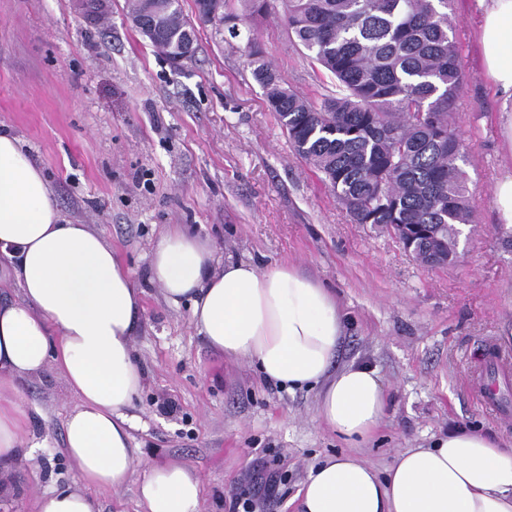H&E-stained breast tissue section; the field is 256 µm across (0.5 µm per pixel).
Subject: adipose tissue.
<instances>
[{
	"label": "adipose tissue",
	"instance_id": "ef3b65f1",
	"mask_svg": "<svg viewBox=\"0 0 512 512\" xmlns=\"http://www.w3.org/2000/svg\"><path fill=\"white\" fill-rule=\"evenodd\" d=\"M479 59L502 102L512 154V0H478ZM150 278L167 302H189L209 346L254 365L267 381L317 392L319 419L351 452L313 467L300 512H512V448L457 427L400 452L386 472L356 455L386 418L376 371L334 368L344 313L334 293L294 266L219 260L211 239L180 225L154 243ZM18 289V298L8 290ZM144 295L101 233L57 208L40 165L0 130V471L32 444L28 411L8 397L16 378L58 367L78 396L64 421L78 485L37 496L33 512H99L83 483L118 487L140 474L144 512H201V481L183 466L143 465L131 409L144 385L132 339Z\"/></svg>",
	"mask_w": 512,
	"mask_h": 512
}]
</instances>
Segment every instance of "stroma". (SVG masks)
<instances>
[{
    "instance_id": "35a3bbf8",
    "label": "stroma",
    "mask_w": 512,
    "mask_h": 512,
    "mask_svg": "<svg viewBox=\"0 0 512 512\" xmlns=\"http://www.w3.org/2000/svg\"><path fill=\"white\" fill-rule=\"evenodd\" d=\"M127 4L112 0L90 22L73 0H0V127L40 163L61 212L101 231L145 292L132 340L145 375L137 455L193 470L202 512H230V488L247 487L262 466L282 480L256 512H299L309 470L346 447L319 420L315 391L264 382L193 330L188 303L166 302L149 253L171 224L209 237L221 258L287 261L331 288L346 315L337 366H369L388 392L387 419L362 451L378 470L456 424L512 444V422L469 386L475 372L496 371L487 341L512 352V233L497 224L493 196L512 159L505 115L477 64V0L451 5L465 74L454 117L475 219L459 260L435 268L387 229L354 223L268 111L245 52L251 35L288 86L316 102L336 92L281 15L241 23L230 41L198 26L196 56L176 70L131 24ZM17 387L37 447L18 460L19 493L6 509L28 512L36 495L77 479L64 449L77 397L52 365ZM87 491L101 512H143L136 478Z\"/></svg>"
}]
</instances>
